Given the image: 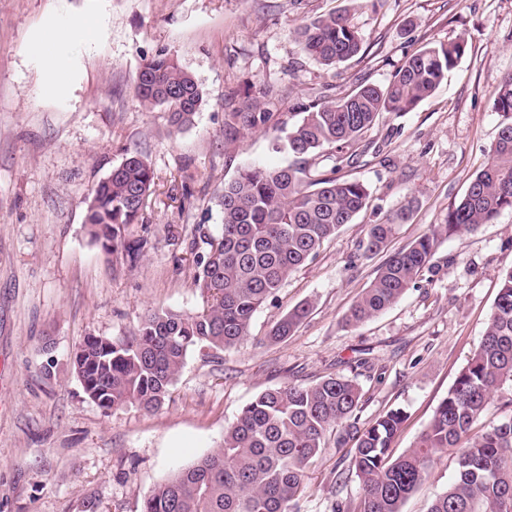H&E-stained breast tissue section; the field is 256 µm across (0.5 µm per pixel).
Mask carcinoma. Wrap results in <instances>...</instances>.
I'll use <instances>...</instances> for the list:
<instances>
[{"instance_id": "carcinoma-1", "label": "carcinoma", "mask_w": 512, "mask_h": 512, "mask_svg": "<svg viewBox=\"0 0 512 512\" xmlns=\"http://www.w3.org/2000/svg\"><path fill=\"white\" fill-rule=\"evenodd\" d=\"M295 42L301 54L328 68L362 50L348 11L302 23ZM463 53L459 42L425 46L407 56L386 85L361 84L339 99L299 104L302 118L286 135L288 165L240 169L217 194L221 230L199 229L207 245L194 256L202 310L157 311L128 336L86 337L71 361L86 396L105 414L128 404L152 411L168 396L190 351L236 347L260 306L365 207L366 186L336 176L357 159L355 147L363 134L383 112L413 110L440 86ZM132 89L141 105L169 112L174 134L192 123L204 101L192 75L167 53L143 61ZM275 96L273 89L260 87L246 100H228L224 139L235 141L246 132L268 129L273 113L263 100ZM493 109L509 122L502 125L487 164L448 210L445 223L389 256L349 309L346 324L369 321L415 286L423 271L431 269L440 235L473 232L512 210V75L497 88ZM316 156L324 165L314 162ZM154 184L150 164L129 152L112 176L98 183L87 204L90 238L129 268L146 248V241L130 237L129 227L138 223ZM411 212L408 202L370 225L364 254L385 250ZM309 310L306 302L289 311L268 339L290 336ZM361 401L358 384L343 376L265 390L225 429L220 448L157 484L145 497L142 512H294L307 490L306 469L331 439L338 448L354 444L350 468L361 489L357 505L340 502L335 512H403L433 456L460 445L455 478L428 512H512V415L471 435L492 405L512 407V270L501 276L479 347L414 447L391 456V444L405 421L403 411L390 409L362 428Z\"/></svg>"}]
</instances>
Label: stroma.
<instances>
[{
    "instance_id": "1",
    "label": "stroma",
    "mask_w": 512,
    "mask_h": 512,
    "mask_svg": "<svg viewBox=\"0 0 512 512\" xmlns=\"http://www.w3.org/2000/svg\"><path fill=\"white\" fill-rule=\"evenodd\" d=\"M349 9L363 49L337 68L303 57L294 31ZM86 19L90 38L69 51L66 85L43 89L42 33ZM463 42L439 88L415 109L386 112L367 150L340 177L363 182L367 206L255 313L236 348L191 351L164 403L111 413L87 398L71 357L85 336H124L151 312L193 313L190 243L217 232L215 195L239 168H278L298 102L388 83L405 56ZM173 55L204 92L192 125L172 134L165 108L131 92L143 60ZM512 75V0H0V512H141L145 496L219 448L224 430L261 392L337 375L362 389L360 426L387 410L406 419L393 455L412 447L479 346L502 273L512 269V210L472 233L443 237L415 288L359 326L344 316L394 253L444 223L488 162L501 113L493 94ZM269 129L224 140V100L259 85ZM132 151L155 186L131 237L148 247L134 268L93 243L89 194ZM410 220L385 251L364 254L370 225L404 203ZM310 303L295 332L269 341L290 310ZM455 452L433 460L403 512H427L455 477ZM350 448H328L306 471L299 512L356 500Z\"/></svg>"
}]
</instances>
